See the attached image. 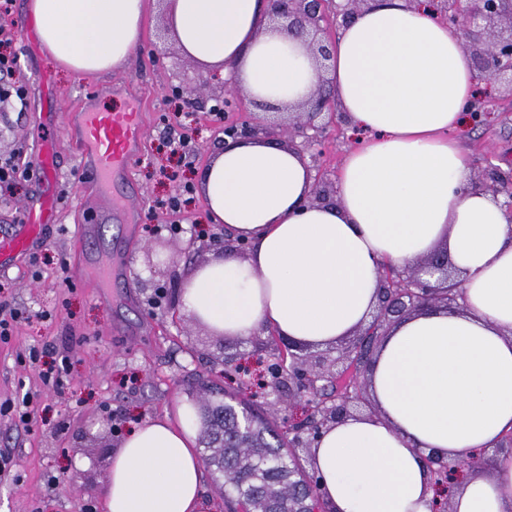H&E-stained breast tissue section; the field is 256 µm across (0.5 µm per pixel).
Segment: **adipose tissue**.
Listing matches in <instances>:
<instances>
[{
    "instance_id": "obj_1",
    "label": "adipose tissue",
    "mask_w": 512,
    "mask_h": 512,
    "mask_svg": "<svg viewBox=\"0 0 512 512\" xmlns=\"http://www.w3.org/2000/svg\"><path fill=\"white\" fill-rule=\"evenodd\" d=\"M170 37L222 69L246 99L289 106L328 84L355 141L337 201L304 205L307 158L243 140L217 149L199 186L216 223L246 237L245 257L192 269L181 302L230 337L274 331L324 348L353 336L378 302L381 265L446 247L458 309L394 324L366 379L372 412L324 430L308 464L330 512H430L423 462L455 464L512 430V214L462 194L472 172L458 145L477 79L470 55L426 0H368L338 34L328 74L271 19L268 0H164ZM45 53L79 75L122 67L148 0H27ZM190 407L134 427L114 454L106 512H207ZM451 512H512V454L462 480Z\"/></svg>"
}]
</instances>
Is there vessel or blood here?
<instances>
[{"mask_svg":"<svg viewBox=\"0 0 512 512\" xmlns=\"http://www.w3.org/2000/svg\"><path fill=\"white\" fill-rule=\"evenodd\" d=\"M63 128L73 136L71 144L78 153L83 176L91 179L95 193L103 195L113 181L129 178L140 156L146 115L139 108L128 112H92L82 107L66 114ZM40 153L41 176L57 178L56 140H43ZM55 220V201L28 210L23 233L0 239V267L11 266L38 239L43 225Z\"/></svg>","mask_w":512,"mask_h":512,"instance_id":"b4317fda","label":"vessel or blood"}]
</instances>
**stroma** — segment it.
Returning <instances> with one entry per match:
<instances>
[{
    "mask_svg": "<svg viewBox=\"0 0 512 512\" xmlns=\"http://www.w3.org/2000/svg\"><path fill=\"white\" fill-rule=\"evenodd\" d=\"M34 28L26 0H12L0 17V39H9L20 57L14 81L28 90L26 111L0 103V157L26 148L36 161L42 136L41 113L64 115L91 102L101 112H122L142 104L147 131L142 157L131 186L137 188L136 219L109 210L106 201L88 198L78 160L62 151L57 179L38 182L29 176L14 193L0 196V235L18 232L28 209L43 195L57 201L58 221L48 225L43 243L0 272V300L24 317L8 340L0 341V403L33 394L31 423L18 424L0 415V453L12 463L0 473V512H105L104 494L113 454L127 433L142 422L172 413L178 400L196 406L223 400L221 390L202 394L189 387L196 377L216 379L224 358L237 367L234 384H245L253 409L288 432L301 422L303 410L319 400L318 390L302 396L271 392L270 367L279 363L286 340L264 331L243 341L214 333L182 307L181 291L188 271L234 247H212L224 239L223 225L212 222L196 188L214 150L224 143V123L213 116L216 96L224 92L222 75L184 57L165 35L157 8H150L142 37L124 69L105 76H77L30 49L25 36ZM204 88L191 112H176L175 87ZM477 100L489 102L483 124L461 135L472 172L496 170L512 175V93L492 80L479 82ZM179 118L193 134L186 155L170 151L164 122ZM353 141L346 127L330 129L322 150L308 156L320 184L334 191L342 159ZM188 192L190 202L179 213L162 209V200ZM99 230L86 242L88 265L107 257L128 268L124 281L103 296L71 263V244L78 225ZM38 359H30L32 350ZM67 358L61 390L45 388L42 373L54 358ZM85 456L89 467L79 468Z\"/></svg>",
    "mask_w": 512,
    "mask_h": 512,
    "instance_id": "stroma-1",
    "label": "stroma"
}]
</instances>
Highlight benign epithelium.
I'll use <instances>...</instances> for the list:
<instances>
[{"label":"benign epithelium","mask_w":512,"mask_h":512,"mask_svg":"<svg viewBox=\"0 0 512 512\" xmlns=\"http://www.w3.org/2000/svg\"><path fill=\"white\" fill-rule=\"evenodd\" d=\"M368 0H270L271 16L288 34L305 39L322 68L331 61L336 36L333 18H350ZM440 21L448 27L460 29L467 39L469 52L479 77L490 80H506L512 92V0H432ZM337 107L331 93L320 90L296 113L292 122L274 124L270 135L282 134L288 138H303L307 149L322 142L333 122H343V114L333 112ZM236 118L224 122V136L244 139L256 134L254 118L245 109L233 108ZM467 192L482 191L504 197V206L512 213V183L504 182L490 173L482 178H472L465 187ZM442 274V278L431 282L429 276ZM379 298L376 313L364 328L359 330L345 347L336 362L342 369L332 376V382L341 389L347 384L354 391L336 396V402L317 408V416L308 427L291 429L293 437L288 440L294 452L310 450L320 431L337 422L349 413L348 405L363 399L367 391L366 379L360 376V367L370 363L377 337L402 318L416 312L441 305L451 309L457 304L458 283L448 271V258L434 253L415 267L393 269L387 266L379 272ZM211 408L199 418L211 447H224V436L214 426ZM271 512H327L325 508L313 511L307 497L299 492L274 495L269 499Z\"/></svg>","instance_id":"1"}]
</instances>
